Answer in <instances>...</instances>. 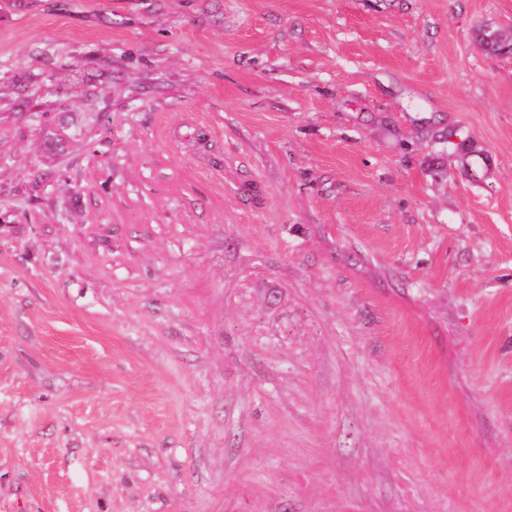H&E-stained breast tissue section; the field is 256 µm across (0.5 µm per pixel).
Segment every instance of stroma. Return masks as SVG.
I'll list each match as a JSON object with an SVG mask.
<instances>
[{
  "label": "stroma",
  "mask_w": 512,
  "mask_h": 512,
  "mask_svg": "<svg viewBox=\"0 0 512 512\" xmlns=\"http://www.w3.org/2000/svg\"><path fill=\"white\" fill-rule=\"evenodd\" d=\"M512 0H0V512H512Z\"/></svg>",
  "instance_id": "obj_1"
}]
</instances>
